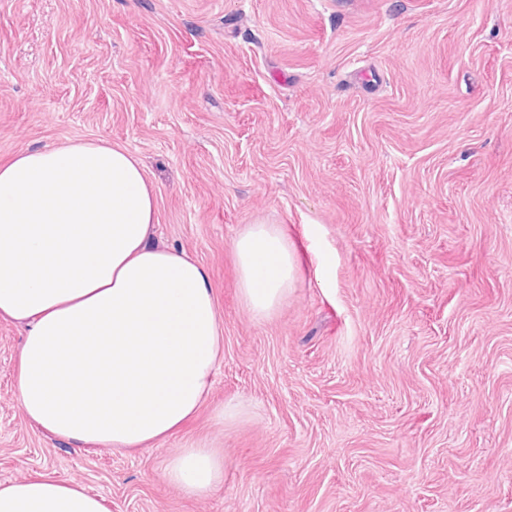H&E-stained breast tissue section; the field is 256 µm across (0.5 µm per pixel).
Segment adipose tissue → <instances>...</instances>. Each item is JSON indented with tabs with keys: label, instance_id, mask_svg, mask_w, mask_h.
<instances>
[{
	"label": "adipose tissue",
	"instance_id": "1",
	"mask_svg": "<svg viewBox=\"0 0 512 512\" xmlns=\"http://www.w3.org/2000/svg\"><path fill=\"white\" fill-rule=\"evenodd\" d=\"M157 195L141 160L105 140L45 146L0 164V318L26 328L18 400L39 430L85 446L167 441L207 399L223 320L210 275L152 244ZM239 294L272 316L296 278L284 231L251 224L234 242ZM186 495L224 485V459L193 444L166 464ZM0 512H109L81 483L0 484Z\"/></svg>",
	"mask_w": 512,
	"mask_h": 512
}]
</instances>
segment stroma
<instances>
[{"label":"stroma","instance_id":"obj_1","mask_svg":"<svg viewBox=\"0 0 512 512\" xmlns=\"http://www.w3.org/2000/svg\"><path fill=\"white\" fill-rule=\"evenodd\" d=\"M99 139L209 269L223 359L164 444L79 446L24 420L0 319V483L111 512H512V0H0V160ZM255 223L299 268L263 322L233 249ZM197 443L224 486L189 497L164 470Z\"/></svg>","mask_w":512,"mask_h":512}]
</instances>
